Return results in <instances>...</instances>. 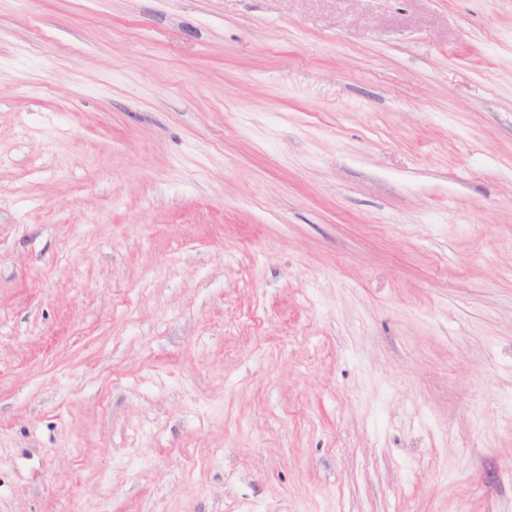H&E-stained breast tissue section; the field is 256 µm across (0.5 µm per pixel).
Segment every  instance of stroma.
Here are the masks:
<instances>
[{
  "label": "stroma",
  "instance_id": "stroma-1",
  "mask_svg": "<svg viewBox=\"0 0 512 512\" xmlns=\"http://www.w3.org/2000/svg\"><path fill=\"white\" fill-rule=\"evenodd\" d=\"M0 512H512V0H0Z\"/></svg>",
  "mask_w": 512,
  "mask_h": 512
}]
</instances>
